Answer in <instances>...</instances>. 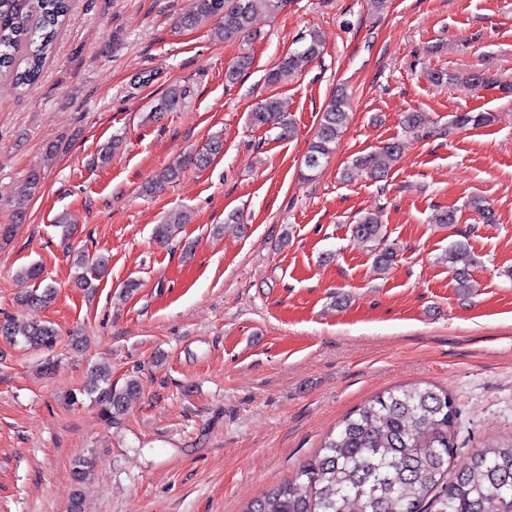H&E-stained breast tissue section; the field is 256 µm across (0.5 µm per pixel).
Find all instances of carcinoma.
I'll return each instance as SVG.
<instances>
[{"mask_svg": "<svg viewBox=\"0 0 512 512\" xmlns=\"http://www.w3.org/2000/svg\"><path fill=\"white\" fill-rule=\"evenodd\" d=\"M284 0H195L191 11L180 18L184 28H194L206 18L217 20L214 36L231 39L247 32L260 10L277 12ZM69 0H0V81L12 87L38 80L46 58L57 38L58 29L69 12ZM302 48L283 57L266 76L278 84L299 65L318 57L322 41L317 31L299 38ZM187 90L170 87L151 109L148 118L176 109ZM350 98L340 90L322 113L314 140L305 156L306 169H316L329 158L347 126ZM492 120L488 112H462L453 115L451 126L474 128ZM256 126L291 131V122L273 97L250 113ZM223 149V140L212 137L198 153L166 167L158 179L142 188L151 195L178 179L189 167L202 168ZM400 152L399 144L388 142L379 151L355 159L354 165L376 177L385 175ZM40 181V172L31 171L14 198V216L25 218L28 202ZM188 221L185 212L169 214L156 225L160 241L170 240ZM359 243L373 244L375 266L388 269L396 250L384 245L386 234L379 216L366 214L352 226ZM466 254V245L455 243L448 249L454 287L471 293L473 276L469 265L457 267ZM109 257L80 251L73 261L76 284L84 289L104 277ZM55 296L47 285L34 289L18 300L22 306L42 308ZM0 336L21 340L37 349L54 351L57 330L41 321L20 324L0 321ZM138 392V380L130 377L121 385L112 383V369L95 364L79 393L71 400L87 396L99 406L102 416L114 423L123 415ZM457 410L452 398L441 389L411 386L388 391L370 399L342 420L336 433L324 441L320 451L300 469L295 479L270 490L251 503L244 512H512V439L489 444L471 457L468 467L458 474L449 469L454 451Z\"/></svg>", "mask_w": 512, "mask_h": 512, "instance_id": "cac0c4a2", "label": "carcinoma"}]
</instances>
